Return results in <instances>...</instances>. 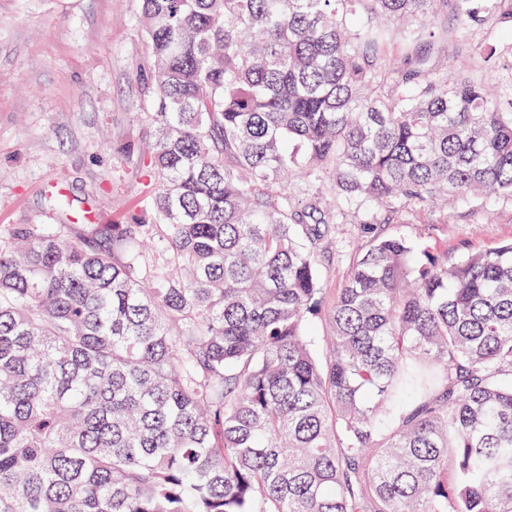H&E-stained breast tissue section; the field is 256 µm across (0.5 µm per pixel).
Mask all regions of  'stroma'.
Masks as SVG:
<instances>
[{"label":"stroma","instance_id":"1","mask_svg":"<svg viewBox=\"0 0 512 512\" xmlns=\"http://www.w3.org/2000/svg\"><path fill=\"white\" fill-rule=\"evenodd\" d=\"M136 0H0V235L15 224H56L52 193L76 221L137 213L143 180L129 141L152 138L136 78L142 45ZM390 235L457 257L512 239V205L465 199L417 217H390ZM361 241L352 224L320 248L329 309Z\"/></svg>","mask_w":512,"mask_h":512}]
</instances>
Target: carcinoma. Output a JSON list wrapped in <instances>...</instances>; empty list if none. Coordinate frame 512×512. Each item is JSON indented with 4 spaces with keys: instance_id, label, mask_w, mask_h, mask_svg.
<instances>
[{
    "instance_id": "cac0c4a2",
    "label": "carcinoma",
    "mask_w": 512,
    "mask_h": 512,
    "mask_svg": "<svg viewBox=\"0 0 512 512\" xmlns=\"http://www.w3.org/2000/svg\"><path fill=\"white\" fill-rule=\"evenodd\" d=\"M512 0H138L143 218L0 238V512H512V241L377 228L512 204ZM366 244L309 333L320 244ZM470 39L473 42L483 44L484 42L491 41L496 42L503 49V53L510 51V47L512 49V30L511 27L506 26H497V27H487L481 30L472 31L469 35ZM509 59L510 57L505 55L504 58L496 59L484 65V74L502 91L511 79L510 69L506 66ZM389 218V220H387ZM382 228L389 235L413 240L419 249L447 253L448 258L482 251L512 239V205L496 206L478 199L459 200L448 211L434 208L420 218H397L384 212Z\"/></svg>"
}]
</instances>
